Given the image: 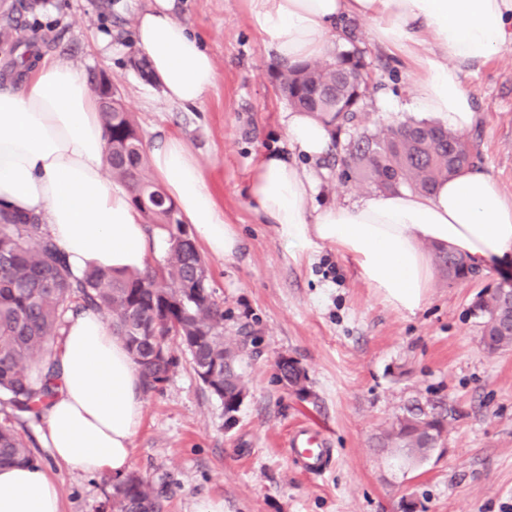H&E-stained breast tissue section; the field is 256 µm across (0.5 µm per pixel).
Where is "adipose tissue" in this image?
<instances>
[{
    "instance_id": "adipose-tissue-1",
    "label": "adipose tissue",
    "mask_w": 512,
    "mask_h": 512,
    "mask_svg": "<svg viewBox=\"0 0 512 512\" xmlns=\"http://www.w3.org/2000/svg\"><path fill=\"white\" fill-rule=\"evenodd\" d=\"M250 15L281 64L329 56L347 20L366 22L375 41L421 72L414 106L442 126L477 121L465 87L492 57L512 52V0H247ZM135 46L164 97L201 103L214 86L211 55L172 13V0L137 11ZM293 150L326 153L330 127L307 112H286ZM107 130L83 71L42 57L21 79L0 82V206L41 216L74 274L90 267L143 270L161 237H149L121 184L105 175ZM148 163L215 256L233 258L240 236L217 205L188 144L169 133L148 149ZM317 175L287 154L259 155L248 183L254 210L299 261L328 245L404 314L421 310L433 281L427 246L463 254L475 266L512 259V200L472 167L429 194L375 193L350 204L314 208ZM53 358L56 396L42 409L41 441L57 463L86 473H127L144 411L142 377L125 342L94 311L72 319ZM0 512H61L57 485L40 467H0Z\"/></svg>"
}]
</instances>
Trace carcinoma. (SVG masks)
Here are the masks:
<instances>
[{
	"instance_id": "obj_1",
	"label": "carcinoma",
	"mask_w": 512,
	"mask_h": 512,
	"mask_svg": "<svg viewBox=\"0 0 512 512\" xmlns=\"http://www.w3.org/2000/svg\"><path fill=\"white\" fill-rule=\"evenodd\" d=\"M288 104L328 118L336 128L353 121L371 86V73L355 48L331 62L314 60L278 74ZM108 133L106 164L112 180L124 185L132 204L148 223L167 235L163 258L142 272L115 274L91 268L74 275L46 225L37 215H17L0 208V397L17 413H31L54 393L57 367L51 342L68 318L92 310L109 316L114 334L123 337L143 383L155 388L168 381L179 365L176 351L190 357L203 386L223 404L233 407L236 385L224 382V362L236 366L246 342L224 339V308L210 282H201L204 260L195 238L179 218L174 202L147 175L142 136L119 89L112 101L102 102ZM472 164L473 144L464 136L444 131L429 121H408L374 132L364 131L354 142L344 179L355 178L377 192L410 189L429 193L439 182L459 174L456 160ZM451 280L472 273L458 253L436 251ZM499 289L480 297L475 308L483 324L486 311L499 305ZM489 351L512 347V332L495 328L482 337ZM442 419L418 405L405 409L385 431L379 444L416 454L428 444L416 433L418 420ZM37 465L39 459L25 436L5 418L0 421V466ZM111 512H160L158 492L144 477L129 473L112 483Z\"/></svg>"
}]
</instances>
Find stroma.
Listing matches in <instances>:
<instances>
[{"label":"stroma","mask_w":512,"mask_h":512,"mask_svg":"<svg viewBox=\"0 0 512 512\" xmlns=\"http://www.w3.org/2000/svg\"><path fill=\"white\" fill-rule=\"evenodd\" d=\"M151 2L47 0L33 14L26 0H0V13L20 25L12 42L0 43V73L14 67L21 46L34 43L87 77L106 75L145 144L169 132L190 144L240 235L232 259L204 261L224 305L225 335L247 325L258 338L241 367L247 396L226 424L223 405L181 356L162 388L142 393L132 471L152 482L164 512H195L204 498L222 502L224 512H512V349L487 352L474 308L479 295L512 286V263L477 268L463 282L434 267L428 300L412 315L385 304L333 248L294 263L246 194L256 157L287 150L281 117L289 109L280 64L257 35L246 0H174L176 17L201 36L217 72L204 101L188 107L167 101L157 82L130 65L134 11ZM349 27L372 88L317 163L321 205L371 195L366 183L341 180L337 157L360 132L416 116L417 66L379 47L364 22L353 19ZM100 34L118 52L103 54ZM465 87L479 111L466 132L477 145L475 163L511 198L512 54L492 59ZM283 355L304 369L306 397L281 381ZM414 404L445 415L444 442L420 464L402 466L377 443ZM301 422L319 429L333 450L321 472L304 471L287 452L288 434ZM39 424L23 415L16 426L58 484L63 512H102L111 474L56 464L38 441Z\"/></svg>","instance_id":"1"}]
</instances>
